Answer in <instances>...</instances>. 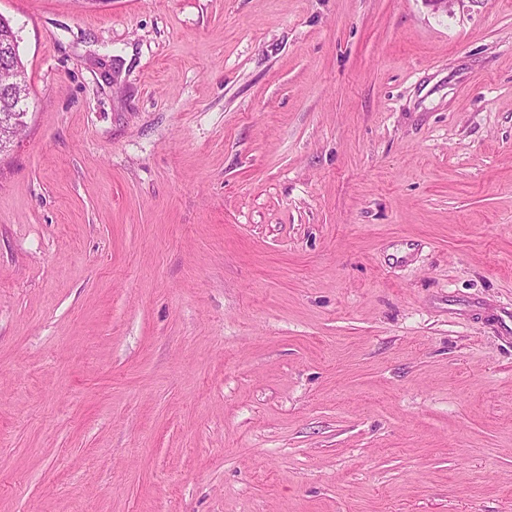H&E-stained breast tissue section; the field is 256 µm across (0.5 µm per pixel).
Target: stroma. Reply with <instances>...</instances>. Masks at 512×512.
Instances as JSON below:
<instances>
[{
    "instance_id": "obj_1",
    "label": "stroma",
    "mask_w": 512,
    "mask_h": 512,
    "mask_svg": "<svg viewBox=\"0 0 512 512\" xmlns=\"http://www.w3.org/2000/svg\"><path fill=\"white\" fill-rule=\"evenodd\" d=\"M0 17V512H512V0ZM7 21L0 18V111L10 103L17 104L21 97L28 98L24 65L19 54V45L10 41ZM14 72L21 75V81L14 83ZM0 112V113H1Z\"/></svg>"
}]
</instances>
